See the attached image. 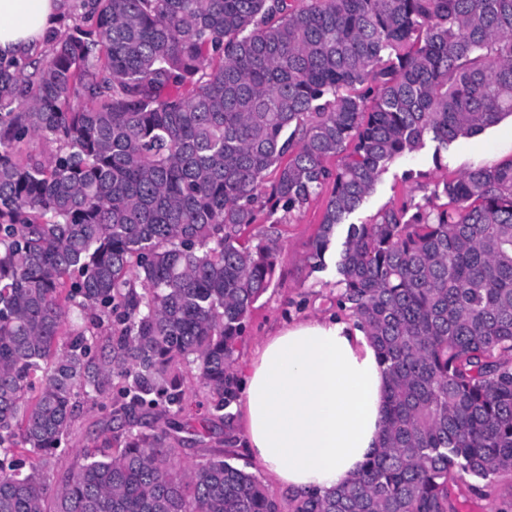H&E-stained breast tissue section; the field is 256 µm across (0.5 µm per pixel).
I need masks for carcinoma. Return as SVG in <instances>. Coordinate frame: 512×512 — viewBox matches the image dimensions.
<instances>
[{"instance_id":"cac0c4a2","label":"carcinoma","mask_w":512,"mask_h":512,"mask_svg":"<svg viewBox=\"0 0 512 512\" xmlns=\"http://www.w3.org/2000/svg\"><path fill=\"white\" fill-rule=\"evenodd\" d=\"M80 8L0 60V512H281L222 453L179 464L184 398L240 442L236 343L276 225L328 193L319 269L397 157L512 115V0ZM423 200L347 228L336 304L387 374L383 442L290 512H460V480L512 475V158ZM84 404L107 415L66 457Z\"/></svg>"}]
</instances>
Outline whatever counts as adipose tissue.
I'll return each mask as SVG.
<instances>
[{
    "mask_svg": "<svg viewBox=\"0 0 512 512\" xmlns=\"http://www.w3.org/2000/svg\"><path fill=\"white\" fill-rule=\"evenodd\" d=\"M70 0H0V59L32 56ZM387 378L364 329L340 316L278 330L244 378V443L266 474L296 494L357 474L383 434Z\"/></svg>",
    "mask_w": 512,
    "mask_h": 512,
    "instance_id": "1",
    "label": "adipose tissue"
}]
</instances>
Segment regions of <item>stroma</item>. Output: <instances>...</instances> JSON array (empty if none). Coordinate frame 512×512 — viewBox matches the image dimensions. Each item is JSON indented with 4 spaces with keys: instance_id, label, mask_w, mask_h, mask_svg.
I'll return each mask as SVG.
<instances>
[{
    "instance_id": "stroma-1",
    "label": "stroma",
    "mask_w": 512,
    "mask_h": 512,
    "mask_svg": "<svg viewBox=\"0 0 512 512\" xmlns=\"http://www.w3.org/2000/svg\"><path fill=\"white\" fill-rule=\"evenodd\" d=\"M512 158V117H504L481 133L461 137L450 143L447 151L437 152L433 141L391 162L379 176L373 191L348 218L337 226L325 269L311 270L306 257L316 236L325 207L324 197L312 199L290 222L281 225V241L273 281L256 303L237 345L235 372H242L259 344L289 323L322 317L336 309V254L346 236L348 224L368 223L379 211L400 205L407 196L422 199L421 190L406 181L409 173L423 174L425 182L436 184L470 168ZM208 404L199 396H186L183 416L189 427L180 447L182 464L191 465L216 450H226L232 462L262 474L243 445L225 446L224 427L205 426Z\"/></svg>"
}]
</instances>
